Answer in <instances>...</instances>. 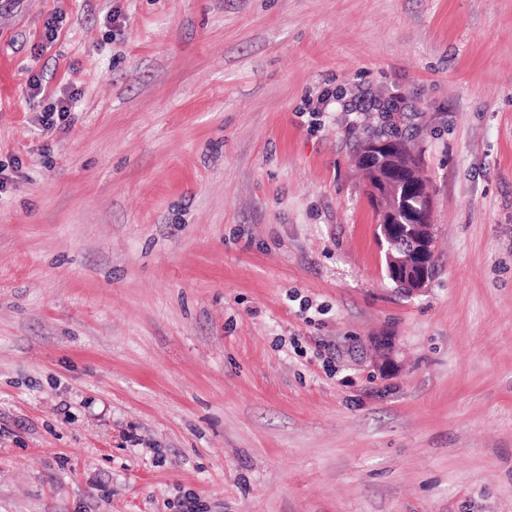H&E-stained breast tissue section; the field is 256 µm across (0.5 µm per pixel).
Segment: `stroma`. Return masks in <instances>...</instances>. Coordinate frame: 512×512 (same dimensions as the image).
Segmentation results:
<instances>
[{
  "label": "stroma",
  "instance_id": "35a3bbf8",
  "mask_svg": "<svg viewBox=\"0 0 512 512\" xmlns=\"http://www.w3.org/2000/svg\"><path fill=\"white\" fill-rule=\"evenodd\" d=\"M392 129L417 296L354 165ZM187 496L512 512V0H0V512ZM380 139H386L390 149L377 150V154L371 156V162L368 156L364 154L361 159H359V162L364 165L370 164L368 166H362L358 162L361 153L369 151L373 143ZM356 164L362 171L365 185H367V183L375 184L377 181H380L381 178L385 176L386 168L399 166L404 170V176L400 178L402 192H411L413 185L420 181L424 182L425 186L428 187L427 179L422 174L419 156L414 154L405 140L394 134L364 140L361 144ZM393 225L394 224L375 225V232L378 239L382 243V247L384 248L385 245L387 247L386 255L388 258V269L390 266L395 278L397 279L399 278L400 269H405L406 274L403 273L400 279H403L404 285L407 287L408 291L411 292V294L421 293L425 289L429 278L422 269H415V271H412V269L409 268L410 265L405 266L404 262L406 257L395 256L392 253V237L395 233V228ZM407 272L409 273L407 274ZM403 282L400 281L401 284H403Z\"/></svg>",
  "mask_w": 512,
  "mask_h": 512
}]
</instances>
